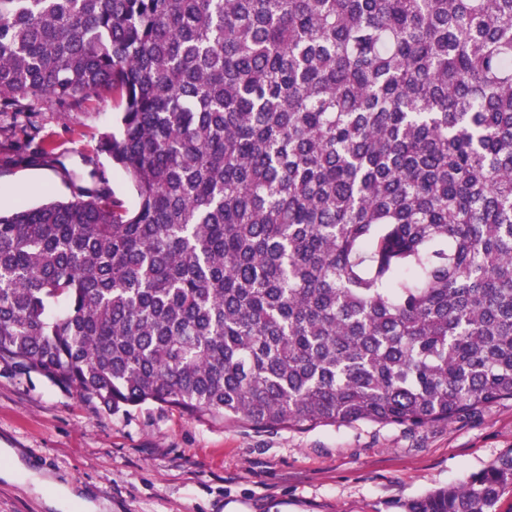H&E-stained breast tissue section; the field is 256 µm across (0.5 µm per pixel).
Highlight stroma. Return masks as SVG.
<instances>
[{
    "mask_svg": "<svg viewBox=\"0 0 512 512\" xmlns=\"http://www.w3.org/2000/svg\"><path fill=\"white\" fill-rule=\"evenodd\" d=\"M119 101L42 112L41 137L68 168L106 167L114 195L137 198L97 153ZM25 129L0 119V211L66 199L62 171L22 157ZM512 453V400L419 427L355 422L254 430L147 403L112 414L38 375L0 363V467L13 457L99 512H397L398 503L457 486ZM0 512H55L34 483L0 479Z\"/></svg>",
    "mask_w": 512,
    "mask_h": 512,
    "instance_id": "35a3bbf8",
    "label": "stroma"
}]
</instances>
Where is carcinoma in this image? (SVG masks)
I'll return each instance as SVG.
<instances>
[{
  "label": "carcinoma",
  "instance_id": "1",
  "mask_svg": "<svg viewBox=\"0 0 512 512\" xmlns=\"http://www.w3.org/2000/svg\"><path fill=\"white\" fill-rule=\"evenodd\" d=\"M102 93L137 205L95 167L0 213L1 362L256 430L512 399V0H0V114Z\"/></svg>",
  "mask_w": 512,
  "mask_h": 512
}]
</instances>
